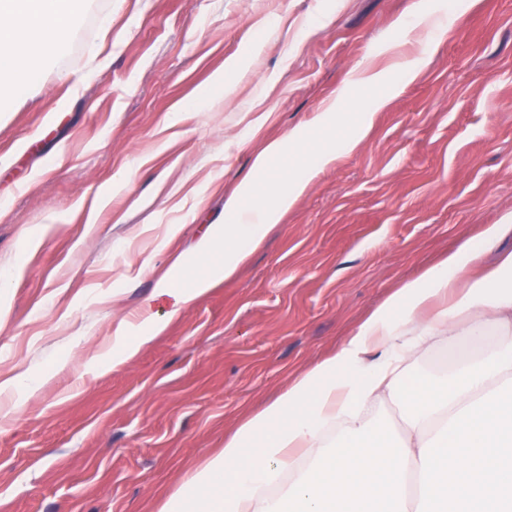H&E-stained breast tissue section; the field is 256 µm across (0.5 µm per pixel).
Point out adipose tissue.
<instances>
[{"mask_svg":"<svg viewBox=\"0 0 512 512\" xmlns=\"http://www.w3.org/2000/svg\"><path fill=\"white\" fill-rule=\"evenodd\" d=\"M88 0H0V79L17 91L36 82L33 61L62 46ZM450 14L416 11L400 27H427L423 56L433 55ZM389 94L373 96L355 117L327 102L315 128L271 141L250 180L224 200V221L210 225L192 252L158 279L157 312L112 327V346L88 367L116 369L166 327L165 315L230 278L323 168L368 135ZM320 143H313L314 133ZM297 159L296 170L276 165ZM490 225L376 307L336 352L300 374L250 416L224 446L197 465L161 512H512V252L483 274L472 268L484 248L511 230ZM205 263L203 275L186 272ZM495 346L458 362L447 374L418 379L411 371L432 343ZM391 403L400 424L370 418ZM260 442L256 461L238 467L243 448Z\"/></svg>","mask_w":512,"mask_h":512,"instance_id":"obj_1","label":"adipose tissue"}]
</instances>
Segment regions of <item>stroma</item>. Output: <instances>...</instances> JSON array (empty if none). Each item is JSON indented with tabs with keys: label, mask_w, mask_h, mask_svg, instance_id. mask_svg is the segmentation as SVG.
Returning <instances> with one entry per match:
<instances>
[{
	"label": "stroma",
	"mask_w": 512,
	"mask_h": 512,
	"mask_svg": "<svg viewBox=\"0 0 512 512\" xmlns=\"http://www.w3.org/2000/svg\"><path fill=\"white\" fill-rule=\"evenodd\" d=\"M414 3L92 0L23 95L0 82V379L66 362L0 401V512H160L403 282L512 213V0H427L453 9L448 37L366 139L134 360L86 367L269 141L374 96L345 82L381 45V65L420 58L426 30L397 27Z\"/></svg>",
	"instance_id": "1"
}]
</instances>
